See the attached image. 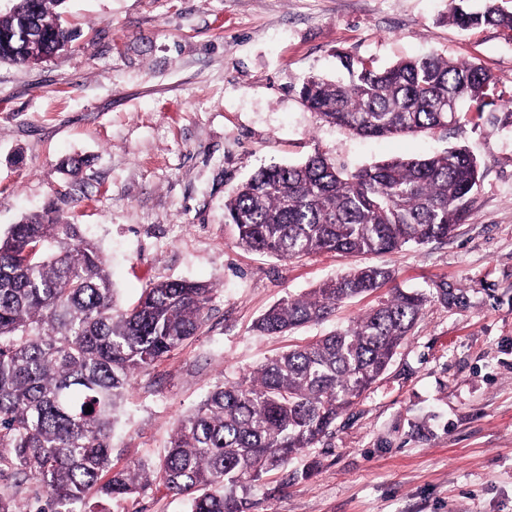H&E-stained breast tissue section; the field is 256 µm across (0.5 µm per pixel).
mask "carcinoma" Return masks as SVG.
Here are the masks:
<instances>
[{
  "label": "carcinoma",
  "instance_id": "1",
  "mask_svg": "<svg viewBox=\"0 0 512 512\" xmlns=\"http://www.w3.org/2000/svg\"><path fill=\"white\" fill-rule=\"evenodd\" d=\"M66 0H23L0 15V62L30 64L29 47L56 54L73 40ZM448 22L495 26L512 38V13L489 0L472 13L449 0ZM345 82L311 75L302 101L359 136L445 131L448 100L477 116L500 99L483 65L428 55L386 67L344 58ZM479 162L464 146L346 171L317 153L256 171L224 202L239 246L290 262L322 252H398L444 240L469 215ZM390 268L357 266L309 293L270 306L255 328L267 335L328 320L336 307L394 279ZM214 288L173 279L116 307L106 260L79 225L52 213L0 233V467L15 486H37V506L0 493V512H108L154 482L188 512H249L245 493L329 434L336 419L384 373L435 296L394 289L344 327L283 352L210 391L184 415L158 461L119 467L112 432L134 374L179 350L205 326ZM91 413H85L87 406Z\"/></svg>",
  "mask_w": 512,
  "mask_h": 512
}]
</instances>
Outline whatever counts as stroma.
<instances>
[{"label":"stroma","instance_id":"1","mask_svg":"<svg viewBox=\"0 0 512 512\" xmlns=\"http://www.w3.org/2000/svg\"><path fill=\"white\" fill-rule=\"evenodd\" d=\"M77 36L52 58L0 62V231L51 210L100 248L120 307L164 279L212 284L204 329L135 376L112 457L154 464L215 386L348 324L393 289L444 288L385 373L330 433L248 491L250 512H512V128L496 107L461 129L360 137L301 101L341 55L385 67L476 61L512 98V39L450 25L448 0H66ZM466 146L479 162L467 220L393 254L294 262L242 249L224 201L259 167L314 153L354 170ZM69 156L87 160L78 176ZM391 284L280 336L271 305L357 265ZM109 512H186L154 483Z\"/></svg>","mask_w":512,"mask_h":512}]
</instances>
